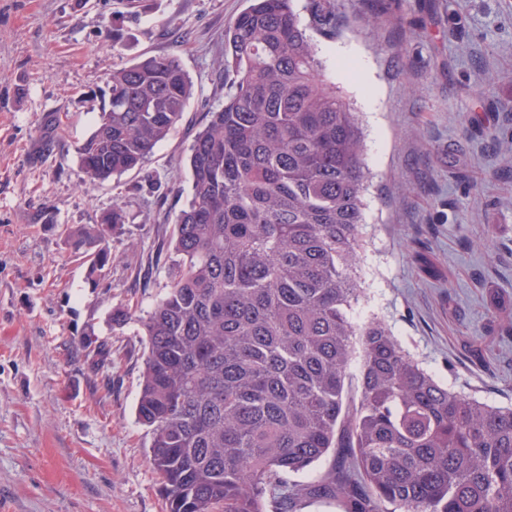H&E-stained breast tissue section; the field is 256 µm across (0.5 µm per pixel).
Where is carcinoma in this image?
<instances>
[{
	"label": "carcinoma",
	"mask_w": 512,
	"mask_h": 512,
	"mask_svg": "<svg viewBox=\"0 0 512 512\" xmlns=\"http://www.w3.org/2000/svg\"><path fill=\"white\" fill-rule=\"evenodd\" d=\"M250 0L224 31V105L189 146L165 295L139 319L136 416L167 512H288L322 490L345 512H512V406L442 385L353 306L368 172L358 113L308 30L336 35L329 0ZM193 95L178 59L112 70L77 147L90 185L142 167ZM119 205L67 228L88 276L111 262ZM335 448L351 464L288 487Z\"/></svg>",
	"instance_id": "carcinoma-1"
}]
</instances>
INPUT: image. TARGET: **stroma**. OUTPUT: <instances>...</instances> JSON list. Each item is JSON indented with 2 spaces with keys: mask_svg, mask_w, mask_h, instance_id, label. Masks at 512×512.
Segmentation results:
<instances>
[{
  "mask_svg": "<svg viewBox=\"0 0 512 512\" xmlns=\"http://www.w3.org/2000/svg\"><path fill=\"white\" fill-rule=\"evenodd\" d=\"M313 33L362 120L355 310L445 385L512 405V0H333ZM247 0H0V512H166L136 420L163 296L159 245L190 193L189 146L224 102V30ZM385 23L371 19L373 12ZM122 49L113 53L111 35ZM362 60L379 94L336 69ZM173 56L194 95L141 169L85 183L76 149L113 69ZM121 205L99 280L63 226Z\"/></svg>",
  "mask_w": 512,
  "mask_h": 512,
  "instance_id": "obj_1",
  "label": "stroma"
}]
</instances>
